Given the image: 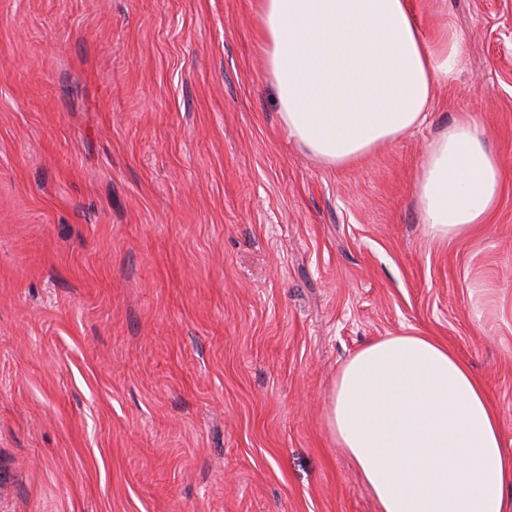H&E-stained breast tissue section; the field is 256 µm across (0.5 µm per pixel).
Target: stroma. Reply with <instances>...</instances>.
Returning a JSON list of instances; mask_svg holds the SVG:
<instances>
[{"instance_id":"35a3bbf8","label":"stroma","mask_w":512,"mask_h":512,"mask_svg":"<svg viewBox=\"0 0 512 512\" xmlns=\"http://www.w3.org/2000/svg\"><path fill=\"white\" fill-rule=\"evenodd\" d=\"M413 2L465 70L327 168L281 122L259 0H0V512H378L327 411L408 329L512 455V0ZM462 112L502 186L441 244L414 183Z\"/></svg>"}]
</instances>
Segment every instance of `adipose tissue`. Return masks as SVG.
<instances>
[{
	"label": "adipose tissue",
	"mask_w": 512,
	"mask_h": 512,
	"mask_svg": "<svg viewBox=\"0 0 512 512\" xmlns=\"http://www.w3.org/2000/svg\"><path fill=\"white\" fill-rule=\"evenodd\" d=\"M261 43L290 136L326 167L357 162L421 126L436 85L466 57L413 0H261ZM488 131L461 114L428 145L415 181L426 238L487 223L501 185ZM379 512H512V457L468 364L432 337L368 342L342 365L328 410Z\"/></svg>",
	"instance_id": "1"
}]
</instances>
